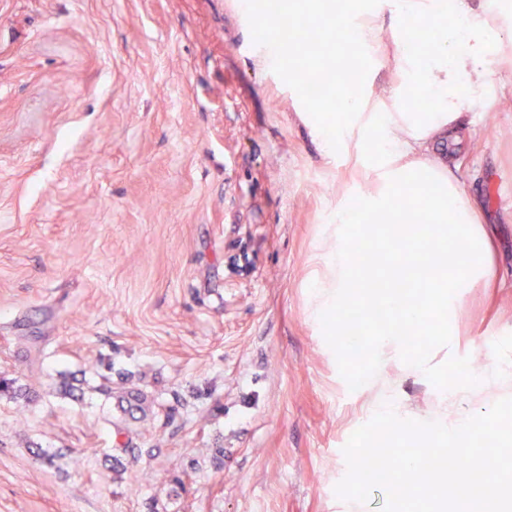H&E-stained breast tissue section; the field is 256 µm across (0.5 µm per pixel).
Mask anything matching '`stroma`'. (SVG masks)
Returning <instances> with one entry per match:
<instances>
[{"label":"stroma","mask_w":512,"mask_h":512,"mask_svg":"<svg viewBox=\"0 0 512 512\" xmlns=\"http://www.w3.org/2000/svg\"><path fill=\"white\" fill-rule=\"evenodd\" d=\"M360 20L377 34L371 99L391 100L395 21L382 4ZM484 60L492 87L450 166L512 280V64ZM271 65L243 0H0V379L30 391L0 392V512L384 504L380 488L337 497L343 448L384 376L401 374L418 415L437 395L395 364L361 382L365 344L396 320L362 274L338 313L367 320L365 343L313 315L324 228L378 181L355 154L328 155ZM448 322L462 379H478L512 340V287L464 290ZM70 374L84 398L60 392ZM129 382L146 398L131 416ZM134 464L157 474L138 493L122 474Z\"/></svg>","instance_id":"1"}]
</instances>
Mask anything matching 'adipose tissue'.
I'll return each instance as SVG.
<instances>
[{
  "label": "adipose tissue",
  "instance_id": "1",
  "mask_svg": "<svg viewBox=\"0 0 512 512\" xmlns=\"http://www.w3.org/2000/svg\"><path fill=\"white\" fill-rule=\"evenodd\" d=\"M389 7L399 19L393 52L406 74L400 98L383 111L370 112L366 97L350 93L344 99L351 114L348 130L329 128L320 120L313 124L331 149L345 148L347 136H354L357 148L366 149L381 184L377 193L357 194L355 200L337 207L336 223L319 256L325 274L313 300L318 318L330 319L358 265L350 230L362 213L402 224L415 209L428 211L432 221L415 238L419 252L414 263L405 264L397 257L391 269L393 281L412 276L423 296L415 305L398 289L382 297L381 306L395 313L400 322L380 338L379 347L381 364H407L432 380L439 406L432 419L413 415L400 391V379L394 375L388 377L386 394L372 408L371 416L378 425V443H387L395 431L403 430L418 442L436 434L462 448L468 433L460 422L457 402L470 389L448 366L449 331L444 327L435 330L431 349L422 353L413 349L410 338L431 324L440 311L450 309L454 289L493 282L502 288L508 285L506 279L494 277L493 238L479 221L476 202L447 175L435 144L457 139L460 119L473 104L472 88L486 84L485 48L512 58V39L499 37L511 23L486 10L474 11L469 0H390ZM422 44L432 45L433 50L419 63L414 50ZM411 93L428 98L426 111L403 108L402 96Z\"/></svg>",
  "mask_w": 512,
  "mask_h": 512
}]
</instances>
